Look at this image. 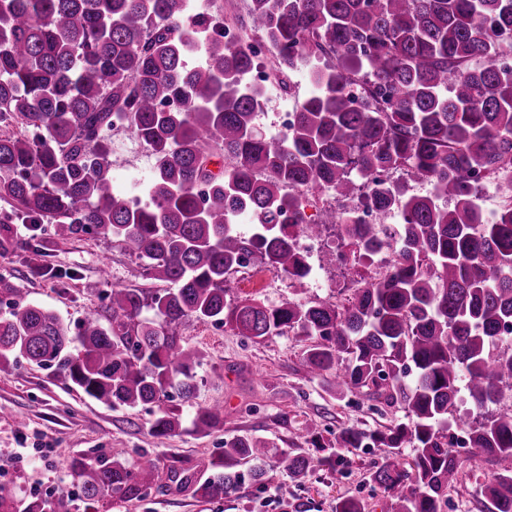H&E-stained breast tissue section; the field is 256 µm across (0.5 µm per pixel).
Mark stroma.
<instances>
[{"label":"stroma","mask_w":512,"mask_h":512,"mask_svg":"<svg viewBox=\"0 0 512 512\" xmlns=\"http://www.w3.org/2000/svg\"><path fill=\"white\" fill-rule=\"evenodd\" d=\"M290 97L269 89L256 122L269 137H280L278 114L283 106H297L308 95L304 72H294ZM19 246L0 255V277L10 280L26 298L77 324L91 314H102L99 287L161 289L150 279L140 260L114 247L111 238L94 233L66 241L56 239L51 225L31 234L28 225L16 227ZM43 244V261L55 269L48 276L32 269L24 244L30 237ZM310 274L304 288L291 287L287 277L260 264L251 273L229 276L231 299L256 298L269 303H304L315 299L345 301L354 286L341 267L321 265L319 253L309 255ZM109 266V280L100 277ZM178 333L202 356L197 369L194 401L224 405V424L210 434L180 430L165 447H155L149 433L153 412L145 407L112 408L85 396L53 370L25 360L0 365V485L16 498L36 492L55 496L70 490L63 467L74 454L92 448H125L130 454L151 452L159 466L177 457L195 465L218 454L225 439L237 436L264 440L273 448H299L318 457L322 447L335 444L347 427L372 432L405 418L402 407L385 408L368 398L336 390V374L314 377L304 367L308 340L293 335L271 336L256 343L235 335L230 328L210 322H187ZM459 482L449 494L447 512H485L479 485L512 469V458L486 460L467 447H456ZM388 454L367 448L346 457L342 476L313 468L288 498L275 486L286 474L277 457H270L264 479L266 489L246 483L232 497L201 503L174 492L152 493L134 504L107 502L98 512H333L338 496L363 500L368 512H393L395 500L384 488L370 483L371 467L386 463Z\"/></svg>","instance_id":"35a3bbf8"}]
</instances>
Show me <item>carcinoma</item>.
Instances as JSON below:
<instances>
[{
    "mask_svg": "<svg viewBox=\"0 0 512 512\" xmlns=\"http://www.w3.org/2000/svg\"><path fill=\"white\" fill-rule=\"evenodd\" d=\"M252 40L272 52L275 80L308 66L313 91L277 140L254 119L266 88L250 43L224 45V19L194 0H0V252L14 224L55 225L67 239L93 229L170 287L112 288L107 324L76 331L26 301L0 278V363L21 358L62 376L106 405H155L157 444L182 425L178 397L196 393L199 355L182 344L185 321L220 323L260 342L293 334L312 340L304 366L336 371L340 393L402 406L409 421L367 433L348 427L318 459L279 452L295 484L310 468L343 473L340 450L371 444L408 462L369 473L397 499L396 512H443L459 462L448 414L462 396L475 407L512 391V198L492 219L477 204L475 176L512 175V68L496 63L512 45V0H249ZM203 62L187 67L186 57ZM364 84L363 102L349 95ZM132 133L153 170L121 187L112 177L111 133ZM400 172L393 182L379 173ZM427 182V195L411 184ZM363 204L376 223H339L338 211L306 213L307 191ZM251 224L250 234L238 230ZM331 226L356 285L345 304L266 303L227 298L228 276L246 259L302 282L309 273L297 239ZM392 256L376 277L371 265ZM158 320L142 318L146 308ZM414 376L411 384L404 379ZM198 406L192 428L224 418ZM467 444L512 458V412L469 428ZM270 448L233 437L215 457L169 466L178 493L222 499L245 478L260 481ZM124 448H92L66 464L85 512L104 501L133 503L160 492L156 460L130 464ZM487 512H512V472L480 484ZM74 498L37 494L18 504L0 487V512H71ZM334 512H365L336 498Z\"/></svg>",
    "mask_w": 512,
    "mask_h": 512,
    "instance_id": "cac0c4a2",
    "label": "carcinoma"
}]
</instances>
